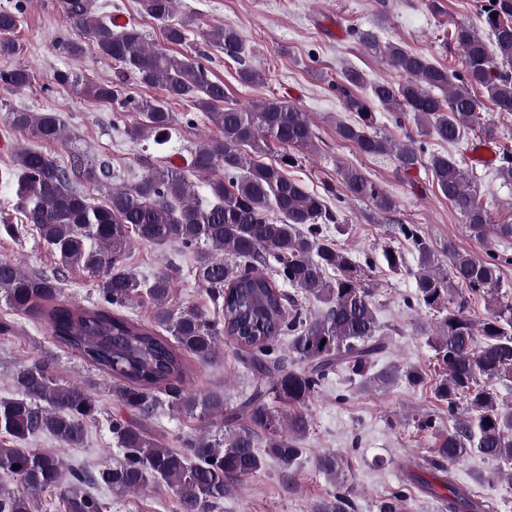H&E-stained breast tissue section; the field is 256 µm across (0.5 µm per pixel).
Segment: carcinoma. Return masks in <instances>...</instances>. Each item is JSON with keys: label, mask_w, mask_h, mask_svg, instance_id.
Returning <instances> with one entry per match:
<instances>
[{"label": "carcinoma", "mask_w": 512, "mask_h": 512, "mask_svg": "<svg viewBox=\"0 0 512 512\" xmlns=\"http://www.w3.org/2000/svg\"><path fill=\"white\" fill-rule=\"evenodd\" d=\"M62 13L77 37L60 45L70 57L90 48L112 60L139 84L158 87L162 97L143 100L110 84H92L96 99L136 112L140 120L126 128L132 141L148 136L166 142L177 122L170 100H186L202 113L219 135L190 152L188 166L208 175L207 196L200 201L186 171L178 166L152 167L135 184L111 189L104 204H95L76 188L80 179L94 186L112 178L109 164L87 165L72 151L61 162L40 149L20 146L0 169V180L16 186L15 217L0 218V239L20 241L38 236L55 258V270L29 273L13 260L0 259V298L16 315L44 323L55 342L110 378L112 397L130 414L107 420L114 464L97 469L68 468L57 453L23 444L43 435L61 448L86 441V424L101 407L85 387L61 383L48 358L20 363L14 392L0 397V474L14 488L0 485V512H34L39 497L59 492V512H103L95 490L125 494L166 484L181 512H214L233 485L258 473L267 460L288 468L303 453L311 426L310 403L338 371L362 384L384 387L402 381L423 383L415 366L371 372L388 346L367 288L370 258L361 259L326 233L337 216L325 199L288 176L294 163H264L245 155L261 154L269 144L311 151L315 134L302 110L286 99L269 97L248 108L224 106V85L209 78L207 68L190 56L169 54L149 45L139 25L112 29V20L96 13L93 0H60ZM143 8L163 24L164 39L187 42L191 20H177L175 0H144ZM487 36L459 25L447 39L461 51L463 74L428 56L382 41L374 29L356 32L359 42L398 75L395 81L370 80L354 68L332 85L349 119L336 123L338 136L367 156H393L397 171L407 175L423 166L452 207L465 218L472 236L485 244L512 240L511 224H492L471 187L468 174L446 152L423 143L396 145L377 125L375 106L406 116L433 139L454 144L478 127L487 139L494 129L483 122L475 88L487 92L497 111L512 113V0L480 5ZM23 7H0V57H13L21 45L11 34L21 23ZM209 44L239 65L244 84H258L261 72L246 64L249 49L237 29L216 26ZM31 71L23 66L0 71V84L20 89ZM9 127L41 142L61 140L63 121L56 112L8 113ZM350 200L370 202L376 213H389L396 201L383 187L356 168L339 170ZM418 254L415 299L436 314V330L427 338L445 370L435 382L436 396L448 403L452 425L436 431L431 464L448 474V512H488L486 501L460 485L452 469L477 455L494 461L498 473L512 476V411L498 407L497 384L512 381V302L497 297L499 263L445 245L449 269L440 271L434 250L416 227H404ZM177 247L194 256V276L219 301L214 311L195 305L170 306L172 276L140 275L129 262L134 244ZM383 258L392 272L406 267L400 249L386 248ZM273 268L274 275L267 273ZM78 268L97 281L98 300L82 306L63 296L65 272ZM297 290L301 298L322 306L307 316L295 298L276 289L273 277ZM491 306L479 321L467 311L466 296ZM145 297L153 324L139 323L123 309ZM230 340L254 377L249 396L238 411L224 414V394L185 390L186 356L203 363ZM167 395L168 410L216 428L189 435L182 448H166L143 421L152 418ZM245 422L240 423L238 419ZM351 501L333 494L313 512H349Z\"/></svg>", "instance_id": "carcinoma-1"}]
</instances>
